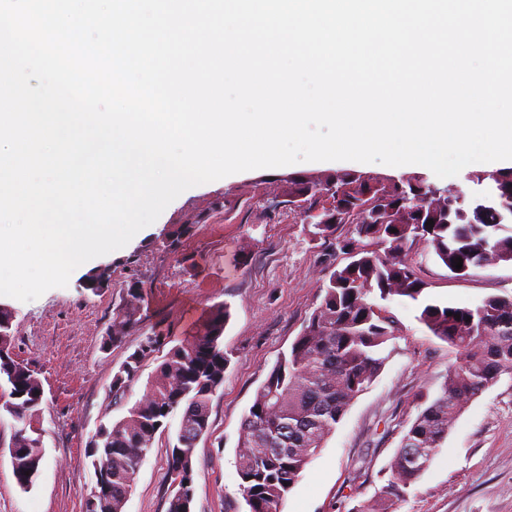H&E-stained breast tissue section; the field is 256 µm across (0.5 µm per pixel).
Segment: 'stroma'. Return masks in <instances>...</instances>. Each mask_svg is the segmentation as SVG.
Listing matches in <instances>:
<instances>
[{"instance_id":"35a3bbf8","label":"stroma","mask_w":512,"mask_h":512,"mask_svg":"<svg viewBox=\"0 0 512 512\" xmlns=\"http://www.w3.org/2000/svg\"><path fill=\"white\" fill-rule=\"evenodd\" d=\"M366 176H412L465 199L480 188L476 165L439 178L425 167L380 163L301 162L285 168L237 173L192 187L121 250L97 257L112 268L108 288L91 293L75 270L64 287L22 302L0 296L14 315L13 353L41 380L39 415L44 457L30 491L13 475L10 450L0 445V512H85L94 483L88 443L122 411L112 403V377L143 334L160 332L171 343L195 335L210 308L231 307L224 330L230 361L211 401L210 428L193 452L192 512H226L241 500L236 446L241 422L268 371L290 348L319 306L328 267L341 253L334 240L312 235L303 210L289 204L288 177L340 170ZM195 227L176 253L158 249L164 230ZM247 260H240V253ZM426 298L472 306L490 295H512V263L489 264L456 276L425 245L411 253ZM144 284L140 330L103 350V337L130 280ZM390 308L400 333L384 347V364L351 404L321 452L289 492L283 512H363L389 478V467L426 401L441 391L457 354L418 319V305ZM174 431L157 434L136 473L124 512H166L167 450ZM389 512H512V375L476 398L456 420L420 479L389 503Z\"/></svg>"}]
</instances>
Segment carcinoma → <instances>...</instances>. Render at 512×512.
I'll list each match as a JSON object with an SVG mask.
<instances>
[{"mask_svg":"<svg viewBox=\"0 0 512 512\" xmlns=\"http://www.w3.org/2000/svg\"><path fill=\"white\" fill-rule=\"evenodd\" d=\"M482 195L464 202L451 191L422 181L413 186L347 171L297 175L288 179L292 203L314 205L322 197L332 206L315 218L313 235L338 241L348 261L334 267L323 285L320 305L300 334L269 370L244 416L236 448L240 492L248 512H282L288 492L320 453L354 399L377 377L382 352L398 331L388 301L420 300L427 283L409 259L423 242L456 275L490 263L512 262V168L472 174ZM434 226H426L427 220ZM348 227L347 235L338 230ZM194 225L162 234L160 246L175 252ZM462 258L461 269L454 259ZM86 290L109 286L111 269L91 270ZM142 283L129 282L115 309L103 348L123 343L141 322ZM227 302L212 307L196 335L171 347L143 394L126 406L123 417L99 429L90 441L91 464L110 462L112 488L86 501L85 512H123L131 483L158 432L178 417L176 443L167 454L172 487L167 512H192L193 449L209 429L210 405L224 384L228 355L224 328ZM14 313L0 306V424L16 415L22 427L11 436L13 473L18 486L31 489L39 475L44 448L36 418L44 396L41 381L14 359ZM419 320L458 355L440 394L419 412L404 434L391 465V477L365 512H387L386 502L415 483L421 474L403 464V449L442 446L456 419L499 377L512 374V295H493L473 306L427 303ZM165 337L152 333L128 355L112 378V398L122 401ZM29 475H24V472Z\"/></svg>","mask_w":512,"mask_h":512,"instance_id":"carcinoma-1","label":"carcinoma"}]
</instances>
